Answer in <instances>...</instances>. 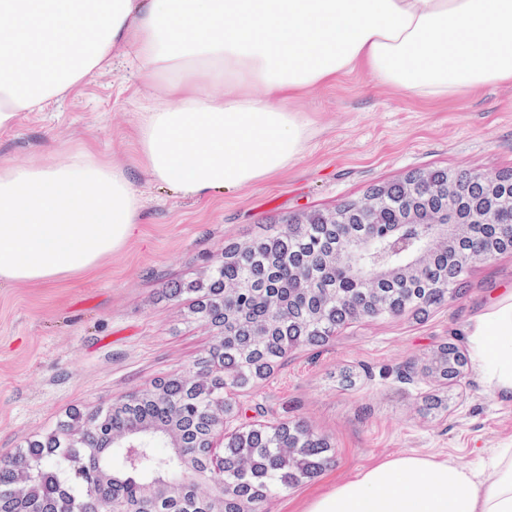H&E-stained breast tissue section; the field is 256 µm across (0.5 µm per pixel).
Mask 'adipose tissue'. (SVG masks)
Wrapping results in <instances>:
<instances>
[{"mask_svg": "<svg viewBox=\"0 0 512 512\" xmlns=\"http://www.w3.org/2000/svg\"><path fill=\"white\" fill-rule=\"evenodd\" d=\"M161 96L137 127L139 170L204 197L295 165L311 137L293 98L363 69L445 99L512 83V0H0V131L112 66ZM133 172L80 150L0 166V285L94 270L139 222ZM480 374L512 394V292L468 340ZM299 512H512V447L479 463L403 454Z\"/></svg>", "mask_w": 512, "mask_h": 512, "instance_id": "ef3b65f1", "label": "adipose tissue"}]
</instances>
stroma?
<instances>
[{"mask_svg":"<svg viewBox=\"0 0 512 512\" xmlns=\"http://www.w3.org/2000/svg\"><path fill=\"white\" fill-rule=\"evenodd\" d=\"M135 65L91 77L0 134V163L62 160L79 149L138 168L135 133L145 103ZM291 105L313 136L294 166L235 192L204 198L148 183L139 226L93 271L41 286L0 287V460L58 429L70 413L106 407L161 378L188 377L216 341L192 312L193 294L166 285L204 276L224 245L300 211L329 212L413 171L512 169V84L446 99L400 93L356 71ZM512 290V254L469 265L459 297L426 314L362 319L318 347L288 353L235 393L229 432L292 421L326 436L317 477L277 491L258 512H296L308 496L406 452L477 462L512 446V397L470 363L465 328L485 303ZM466 356L444 380L431 359L445 344Z\"/></svg>","mask_w":512,"mask_h":512,"instance_id":"1","label":"stroma"}]
</instances>
